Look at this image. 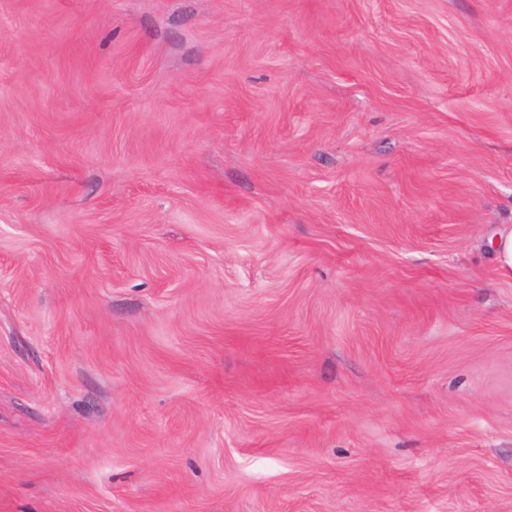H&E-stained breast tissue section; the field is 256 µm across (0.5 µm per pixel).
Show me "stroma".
<instances>
[{
	"label": "stroma",
	"mask_w": 512,
	"mask_h": 512,
	"mask_svg": "<svg viewBox=\"0 0 512 512\" xmlns=\"http://www.w3.org/2000/svg\"><path fill=\"white\" fill-rule=\"evenodd\" d=\"M512 0H0V512H512Z\"/></svg>",
	"instance_id": "stroma-1"
}]
</instances>
